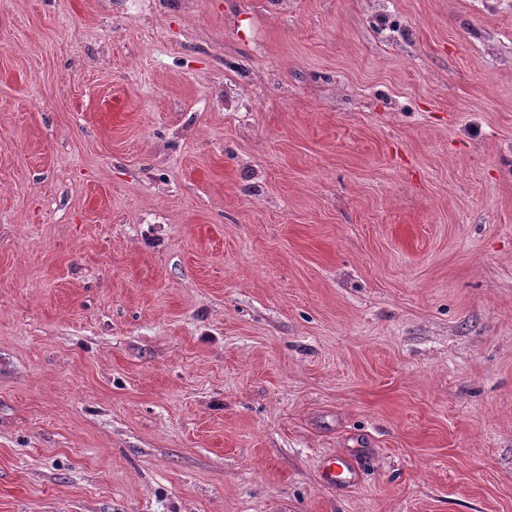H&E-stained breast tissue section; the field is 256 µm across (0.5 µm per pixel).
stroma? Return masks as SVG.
I'll return each instance as SVG.
<instances>
[{"label":"stroma","mask_w":512,"mask_h":512,"mask_svg":"<svg viewBox=\"0 0 512 512\" xmlns=\"http://www.w3.org/2000/svg\"><path fill=\"white\" fill-rule=\"evenodd\" d=\"M0 512H512V0H0Z\"/></svg>","instance_id":"1"}]
</instances>
